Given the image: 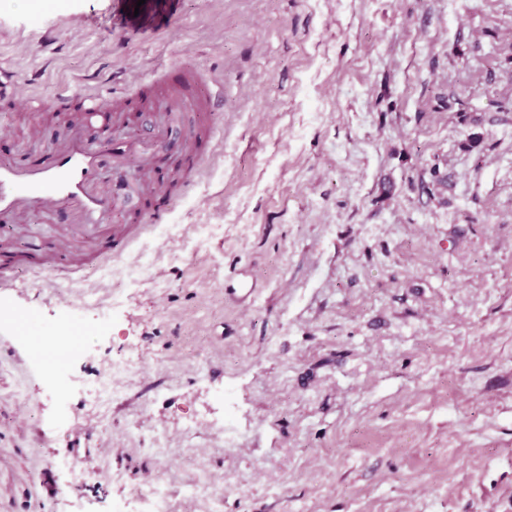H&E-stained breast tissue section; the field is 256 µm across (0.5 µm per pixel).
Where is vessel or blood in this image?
<instances>
[{"mask_svg":"<svg viewBox=\"0 0 512 512\" xmlns=\"http://www.w3.org/2000/svg\"><path fill=\"white\" fill-rule=\"evenodd\" d=\"M105 94L93 89L77 98L75 107L84 117L70 125L64 136L41 162L0 163V224L19 221L28 211L41 207L68 211L74 225L81 229L106 224L112 194L101 176V154L88 129L99 130L112 154V169L123 175L132 165L154 170L155 164L140 142L112 135V124L103 112ZM163 176L156 175L153 188L137 194V203L129 210L131 221L161 224L169 215L166 199L159 191ZM42 250L61 256L53 270L55 278H68L78 272L80 261L72 250L54 238L45 239Z\"/></svg>","mask_w":512,"mask_h":512,"instance_id":"obj_1","label":"vessel or blood"}]
</instances>
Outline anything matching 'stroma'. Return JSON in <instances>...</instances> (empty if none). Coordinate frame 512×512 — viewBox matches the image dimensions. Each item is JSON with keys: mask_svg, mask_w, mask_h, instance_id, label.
<instances>
[{"mask_svg": "<svg viewBox=\"0 0 512 512\" xmlns=\"http://www.w3.org/2000/svg\"><path fill=\"white\" fill-rule=\"evenodd\" d=\"M1 65L0 161L62 136V93L224 98L175 115L223 152L169 174L167 223L113 203L122 257L0 225V313L84 331L58 372L0 323V512L176 510L205 475L198 512H512V0H0ZM49 236L84 264L51 288ZM135 499L140 506L137 512H169L171 509L157 487L148 486L140 488L135 493Z\"/></svg>", "mask_w": 512, "mask_h": 512, "instance_id": "obj_1", "label": "stroma"}]
</instances>
